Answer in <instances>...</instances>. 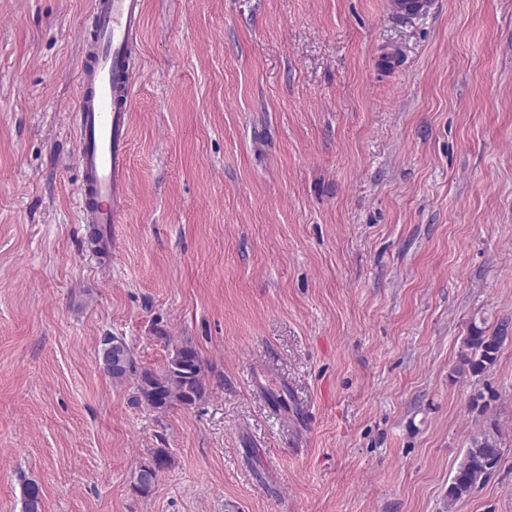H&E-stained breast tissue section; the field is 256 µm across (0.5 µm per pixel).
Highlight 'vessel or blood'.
Masks as SVG:
<instances>
[{
  "label": "vessel or blood",
  "mask_w": 512,
  "mask_h": 512,
  "mask_svg": "<svg viewBox=\"0 0 512 512\" xmlns=\"http://www.w3.org/2000/svg\"><path fill=\"white\" fill-rule=\"evenodd\" d=\"M143 18V0H93L91 25L81 35L73 126L82 170L80 220L94 225L100 240L93 251L112 257V227L127 202L134 76L130 45Z\"/></svg>",
  "instance_id": "vessel-or-blood-1"
}]
</instances>
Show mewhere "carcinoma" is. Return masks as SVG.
I'll list each match as a JSON object with an SVG mask.
<instances>
[{"label":"carcinoma","mask_w":512,"mask_h":512,"mask_svg":"<svg viewBox=\"0 0 512 512\" xmlns=\"http://www.w3.org/2000/svg\"><path fill=\"white\" fill-rule=\"evenodd\" d=\"M507 323L500 322L494 330L486 327L485 320L472 321L463 339L457 375L483 379L498 362L505 341ZM130 349L124 338L106 336L102 340L101 358L109 352ZM106 374L115 384L133 381L132 402L153 410H166L173 405L191 406L207 395L203 361L199 352L190 344L177 345L161 373L140 369L129 354L128 363L121 370H108ZM498 400V393L488 383L475 390L469 397L468 410L481 419V424L470 436L469 444L452 477L448 480L446 499L448 507L470 496L501 466L504 439L497 418L491 415ZM42 491L35 483L23 486L22 512H41Z\"/></svg>","instance_id":"obj_1"}]
</instances>
